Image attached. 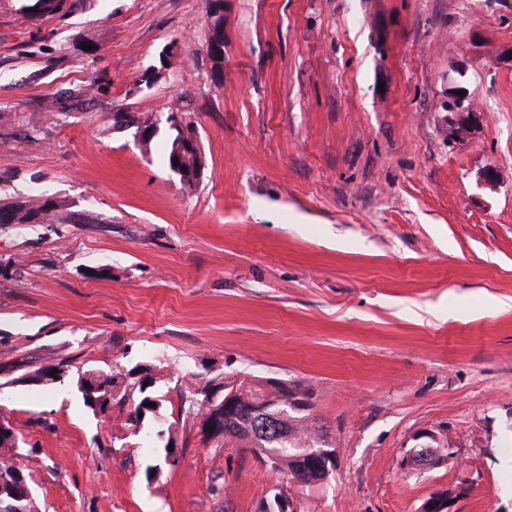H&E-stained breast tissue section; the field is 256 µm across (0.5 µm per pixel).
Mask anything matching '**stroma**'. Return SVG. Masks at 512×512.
<instances>
[{
	"instance_id": "35a3bbf8",
	"label": "stroma",
	"mask_w": 512,
	"mask_h": 512,
	"mask_svg": "<svg viewBox=\"0 0 512 512\" xmlns=\"http://www.w3.org/2000/svg\"><path fill=\"white\" fill-rule=\"evenodd\" d=\"M19 6L0 0V200L62 217L0 224V417L38 512H257L277 485L294 512H419L461 484L454 512H512V0H224L219 76L208 0ZM119 110L151 117V154ZM173 112L205 163L191 188ZM158 359L173 466L76 388ZM217 374L311 390L335 470L302 487L203 436L187 387ZM425 432L450 457L403 468ZM454 91H464L462 96ZM448 111V138L450 140L464 141L475 138L481 129L480 114L471 105V97L467 90L454 89L448 91V100L445 103ZM178 122V115L171 113L169 116V123L170 129L173 130L174 133L168 142L166 156L167 163L169 168L173 170L171 167V157L174 156L177 148L181 146L186 158V162L184 164L185 168L180 172L181 163L183 162L184 157V154H182L180 158L177 159V165H174V170L177 173L180 172L179 175L181 176L182 181L188 187H192L196 185L200 181V177L203 176L205 165L200 154L199 143L198 140L196 141L195 133L191 136L190 133L185 130V135L191 143L180 139L181 131L178 124L180 123L185 125L187 128L194 129L193 125L191 123H186L183 119H181L179 123ZM193 142H195V144H192ZM59 208V203L49 197L27 202H1L0 224L60 223Z\"/></svg>"
}]
</instances>
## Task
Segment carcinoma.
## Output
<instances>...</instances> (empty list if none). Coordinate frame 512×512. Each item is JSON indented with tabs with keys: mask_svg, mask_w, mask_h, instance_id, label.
Masks as SVG:
<instances>
[{
	"mask_svg": "<svg viewBox=\"0 0 512 512\" xmlns=\"http://www.w3.org/2000/svg\"><path fill=\"white\" fill-rule=\"evenodd\" d=\"M63 0L50 4L48 0H24L20 11L28 12L31 17H40L53 13L60 9ZM210 15V41L224 39V2L223 0H209ZM170 129L173 134L168 142L167 157L174 156L177 148H182L186 162L184 170L180 172L182 181L189 187L196 185L204 174L205 165L200 154L199 144H192L180 139L179 125L192 127V124L179 120L178 116H169ZM60 205L49 197H42L27 202H1L0 224H54L61 221L59 217ZM160 367H143L139 364L124 372H106L99 374L100 382L96 396L101 398L99 406L89 403L85 396L83 377L77 379V389L82 394L83 404L90 410L106 411L116 410L126 415L125 424L136 428L153 415V411L142 412V407L148 402L159 403L157 399V380ZM224 387L211 379L196 377L190 382L188 393L190 394V406L196 410V414L211 418L222 410L224 394H219L215 401L204 399L202 392ZM241 393V404L238 414L234 419H222L218 421L217 428L211 432L213 436L226 438L246 439L251 442V451L261 460L273 459L274 469L285 473L295 483L302 486L316 485L324 481L328 473L316 471L307 467L308 448H319L328 438V429L321 424L314 414L313 403L307 407L287 406L282 403V391H273L266 387L260 379H244L237 388ZM262 406L266 408L270 416L275 417L281 412H286L282 422L288 430V440H279L276 430L261 436H254L246 427L248 423L249 408ZM22 452L12 453L0 449V512H37V503H32L30 510H25L26 502L19 500L16 492L18 478L28 477L24 467L20 465L18 457Z\"/></svg>",
	"mask_w": 512,
	"mask_h": 512,
	"instance_id": "obj_1",
	"label": "carcinoma"
}]
</instances>
